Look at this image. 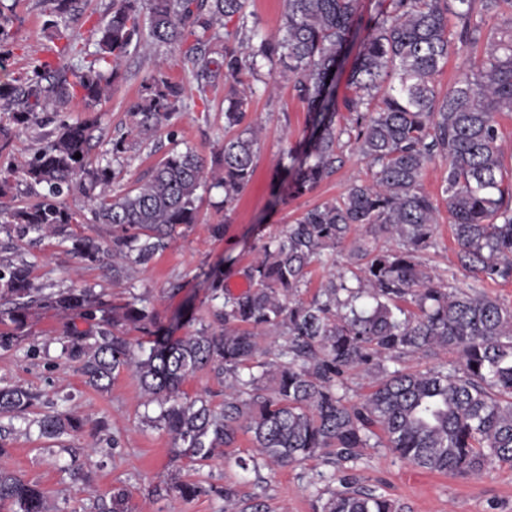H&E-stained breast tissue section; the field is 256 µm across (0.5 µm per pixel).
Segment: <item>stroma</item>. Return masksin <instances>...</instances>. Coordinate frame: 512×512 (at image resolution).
<instances>
[{
    "label": "stroma",
    "mask_w": 512,
    "mask_h": 512,
    "mask_svg": "<svg viewBox=\"0 0 512 512\" xmlns=\"http://www.w3.org/2000/svg\"><path fill=\"white\" fill-rule=\"evenodd\" d=\"M0 10L13 20L11 54L5 70H0V80L24 72L33 59L54 55L57 42L46 25L49 11L44 0H0ZM175 57L173 50L162 48L150 56L134 50L123 60L122 82L110 89L99 107L91 152L94 159L111 161L110 143L125 132L129 106L156 63H165L171 77L185 84L189 96H196V81L176 65ZM254 87L247 120L258 128L260 139L252 180L228 209L221 206V189L205 192L198 223L183 228L148 265L132 267L127 278L116 281L111 261L84 262L72 252L70 239L47 235L32 242L10 243L1 234L0 259L25 263L35 283L91 288L111 304L127 301L134 292L142 294L164 324L187 306L197 322L209 323L211 304L203 270L221 266L225 285L235 292L243 290L242 271L265 241L280 235L307 209L342 197L351 185L369 176L366 162L348 148L334 175L304 196H289L283 170L286 153L308 129V108L285 77L276 75L268 82H255ZM208 98L209 107L189 105L171 120L168 129L113 161L122 171V188L133 186L176 143L191 146L204 160L212 159L224 143V92L216 90ZM445 174L446 165L438 159L424 172L422 188L433 197L438 219L422 261L444 283L465 288L473 279L458 261L442 193ZM214 224L225 225L223 238L211 235ZM349 250L346 244L327 250L311 265L303 301L317 295L332 275L346 271ZM174 283L183 289L173 296L168 289ZM71 318V313L61 310L36 311L22 331L21 343L0 349V386L20 384L38 396L30 417L50 412L53 403L63 398L67 409L86 420L82 431L49 440L26 433L20 420L0 417V428L6 431L0 439V470L38 485L48 497L51 512H99L101 504L111 503L120 493L125 496L124 512H224L223 499L214 494L190 501L176 498L171 484L178 478L234 488L243 505L257 497L273 512H319L330 491L341 489L345 476L403 506L404 512H512V468L496 464L476 475L441 474L415 468L377 447L365 449L356 463L342 468L319 456L288 466L261 461L245 471L236 460L253 454L247 434L240 435L222 457L204 465L175 456L171 435L144 423L146 408L132 372L121 371L109 390L99 391L85 384L77 363L62 355L63 334ZM100 421L105 422V429H97ZM74 448L91 451L77 468L70 455Z\"/></svg>",
    "instance_id": "stroma-1"
}]
</instances>
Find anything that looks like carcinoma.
Here are the masks:
<instances>
[{
    "mask_svg": "<svg viewBox=\"0 0 512 512\" xmlns=\"http://www.w3.org/2000/svg\"><path fill=\"white\" fill-rule=\"evenodd\" d=\"M50 27L62 41L57 65L35 59L30 68L0 81V151L30 127L39 112L53 125L44 143L20 169L0 170V190L14 184L39 197L30 207L0 212V232L72 238L82 260L97 262L103 247L71 237L72 224H110L112 277L130 265H146L163 253L179 228L198 220L199 191L220 188L231 206L255 171L257 139L246 123L258 79L285 74L312 120L310 135L288 150L290 193L300 197L336 172L342 137L354 143L371 178L352 185L339 200L326 201L265 242L244 268L246 290L224 288L213 268L212 323L184 336L160 324L134 296L109 306L84 288L34 284L25 264L0 263V348L16 345L38 309L70 311L88 328L71 324L64 354L79 363L85 382L104 391L115 374L131 370L159 414L147 425L172 436L176 456L207 463L252 437L256 455L286 466L318 454L339 462L357 460L379 445L422 470L478 474L489 464H512V310L472 285L454 288L435 279L420 261L433 236L437 206L422 188L428 163L446 162L442 193L459 252L476 282L512 279V177L504 164L497 117L512 114V0H389L382 19L363 40L346 79L339 116L336 74L358 25L359 0H283L279 35L247 29V0H112V14L92 26L95 50L69 32L83 14L82 0H46ZM224 32H219V29ZM178 52L191 69L202 104L205 92L224 87V128L238 130L206 164L193 148L173 147L127 191H116L121 170L91 157L96 120L73 122L80 105L95 111L122 75L121 62L143 39ZM485 50L479 63L437 91L434 79L461 49ZM186 88L159 68L147 75L130 106L128 130L112 139V159L123 157L168 125L184 106ZM81 158H74L75 154ZM81 190L86 208L73 211L64 198ZM363 229L360 236L350 235ZM393 246L378 245L380 237ZM352 239L351 269L330 279L310 303L298 300L310 264L325 250ZM135 325L149 336L133 345L121 330ZM272 333L286 342L271 360L262 346ZM458 354L456 365L426 372L389 370L385 362L406 355ZM261 372L256 374L253 368ZM364 367L371 391L359 402L344 393L346 375ZM199 372L224 380V402L185 396L181 387ZM36 395L22 386L0 387V415L37 426L59 440L84 427L83 419L56 412L26 418ZM184 500L218 490L176 481ZM10 512H49L35 485L0 472V507ZM321 512H398L390 499L346 486Z\"/></svg>",
    "mask_w": 512,
    "mask_h": 512,
    "instance_id": "1",
    "label": "carcinoma"
}]
</instances>
